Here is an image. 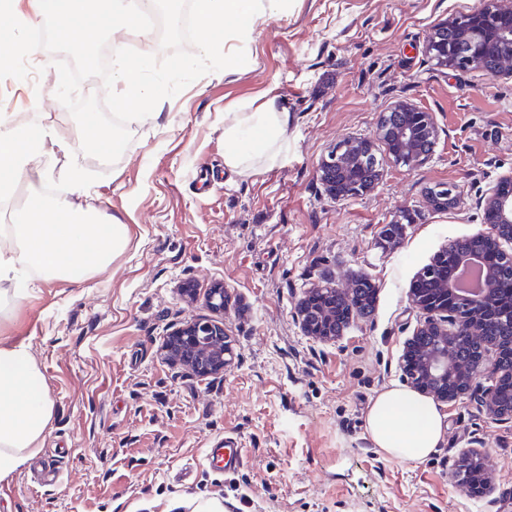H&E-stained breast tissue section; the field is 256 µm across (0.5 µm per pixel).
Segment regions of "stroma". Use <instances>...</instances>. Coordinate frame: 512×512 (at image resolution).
<instances>
[{"instance_id":"35a3bbf8","label":"stroma","mask_w":512,"mask_h":512,"mask_svg":"<svg viewBox=\"0 0 512 512\" xmlns=\"http://www.w3.org/2000/svg\"><path fill=\"white\" fill-rule=\"evenodd\" d=\"M482 0H284L261 10L244 66L211 72L161 100L114 164L84 153L57 100L54 56L43 53L39 98L0 80V116L35 122L68 142L45 157L43 188L99 220L119 217L128 243L81 284L34 277L0 308V338L29 345L56 418L37 458L0 481V512H512V423L471 395L441 405L444 438L425 460L375 448L366 414L403 387L399 357L421 316L409 301L417 272L448 240L485 231L480 199L512 170V81L437 68L423 52L433 25ZM274 90L290 121L281 159L241 176L224 166V122ZM407 99L430 112L435 150L420 167L375 154L370 193L340 201L320 181L337 143L374 137L379 116ZM79 173L82 191L71 189ZM455 185L445 212L428 191ZM401 219L397 243L380 230ZM367 279L373 310L336 341L302 334L295 309L307 288ZM193 283L195 299L182 292ZM224 286V309L207 294ZM217 317L232 357L206 379L160 348L192 318ZM238 437L243 466L225 476L205 453ZM464 448L485 451L490 493L451 483ZM56 459L55 482H37Z\"/></svg>"}]
</instances>
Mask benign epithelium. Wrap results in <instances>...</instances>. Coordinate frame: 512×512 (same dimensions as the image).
Segmentation results:
<instances>
[{
  "instance_id": "1",
  "label": "benign epithelium",
  "mask_w": 512,
  "mask_h": 512,
  "mask_svg": "<svg viewBox=\"0 0 512 512\" xmlns=\"http://www.w3.org/2000/svg\"><path fill=\"white\" fill-rule=\"evenodd\" d=\"M425 53L442 69H480L492 77L512 80V0H484V5L464 15L445 19L427 35ZM376 137L382 140L393 159L406 167L415 168L431 156L437 128L431 113L408 100L396 101L380 115ZM374 158L373 142L369 138H348L337 145L324 160L320 180L328 195L336 200L366 194L378 184V167L368 166ZM456 187L438 186L428 198L436 211H446L453 204ZM488 234L502 243L500 266L487 274L485 287L476 293H465L456 287L455 275L461 266H476L482 258L466 244L456 239L455 267L441 273L438 291L446 299L443 304L429 301L419 288L410 290L411 304L423 315L413 336L404 345L401 371L408 385L440 403L455 402L472 391L474 382L486 381L483 394L490 415L500 421L512 420V402L496 396L499 343L488 339L478 344L471 361L464 362L448 351L450 336L482 334V312L487 293L495 288L512 295V171L502 174L489 187L480 201ZM345 308L342 319L330 312L336 302ZM358 308L355 289L343 290L334 285L309 289L297 308V319L306 336L320 340L343 335L355 309ZM420 336H433L439 343L422 346ZM162 352L172 362L189 366L198 377L205 379L224 370L230 354L224 345V325L213 319H192L174 329L162 345ZM479 448H465L459 453L449 480L461 485L468 480L479 487L477 495L489 491V480L482 464Z\"/></svg>"
}]
</instances>
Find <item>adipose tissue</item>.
I'll list each match as a JSON object with an SVG mask.
<instances>
[{"instance_id": "ef3b65f1", "label": "adipose tissue", "mask_w": 512, "mask_h": 512, "mask_svg": "<svg viewBox=\"0 0 512 512\" xmlns=\"http://www.w3.org/2000/svg\"><path fill=\"white\" fill-rule=\"evenodd\" d=\"M287 128L288 112L274 95L238 113L224 126L225 167L247 175L259 166L276 164ZM70 150L49 128L0 117V193L23 179L41 181V157ZM126 240L127 226L120 219L99 224L68 202L33 195L13 223L0 225V284H7L8 295L18 300L27 293L28 276L34 272L46 279L84 282L107 267ZM54 417V404L28 346H0V480L40 452ZM366 423L377 448L410 461L427 458L443 437L437 406L399 387L376 397Z\"/></svg>"}]
</instances>
